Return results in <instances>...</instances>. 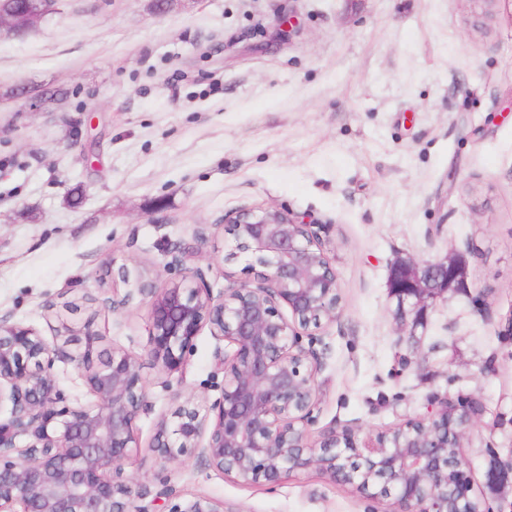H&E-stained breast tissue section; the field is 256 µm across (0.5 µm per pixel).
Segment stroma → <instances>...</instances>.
Returning <instances> with one entry per match:
<instances>
[{
  "label": "stroma",
  "instance_id": "1",
  "mask_svg": "<svg viewBox=\"0 0 512 512\" xmlns=\"http://www.w3.org/2000/svg\"><path fill=\"white\" fill-rule=\"evenodd\" d=\"M21 87L68 95L32 112ZM268 206L306 218L342 297L317 331L310 440L466 397L475 493L512 512V487L486 483L512 462V0H169L161 13L153 0H58L25 37L0 33V319L50 339L89 302L105 346L143 354L150 299L112 271L159 287L192 270L217 290L252 281L224 262V217ZM449 254L465 258L468 289L430 309L411 350L389 268ZM214 351L205 329L182 380L144 366L124 476L228 512H390L313 473L244 486L192 456L161 467L155 422L176 395L216 398Z\"/></svg>",
  "mask_w": 512,
  "mask_h": 512
}]
</instances>
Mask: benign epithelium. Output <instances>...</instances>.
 <instances>
[{
	"mask_svg": "<svg viewBox=\"0 0 512 512\" xmlns=\"http://www.w3.org/2000/svg\"><path fill=\"white\" fill-rule=\"evenodd\" d=\"M224 232L232 241L224 262L248 261L254 283L215 294L199 272L157 288L121 271L150 298L142 355L104 347L89 319L59 341L0 320V410L9 413L0 421V512H224V502L202 492L163 483L149 499L123 478L139 448L145 362L167 377L183 375L205 327L224 382L214 400L190 396L159 419L150 448L160 463L194 455L243 485H277L314 470L392 500V512H479L460 453L474 424L466 402L441 398L425 415L362 441L332 427L309 442L321 354L303 345L302 333L336 320V270L309 224L287 211L239 210L224 219ZM466 284L460 255L393 263L388 288L403 335L417 342L428 308ZM58 362L76 366L90 402L67 403L53 374Z\"/></svg>",
	"mask_w": 512,
	"mask_h": 512,
	"instance_id": "1",
	"label": "benign epithelium"
}]
</instances>
